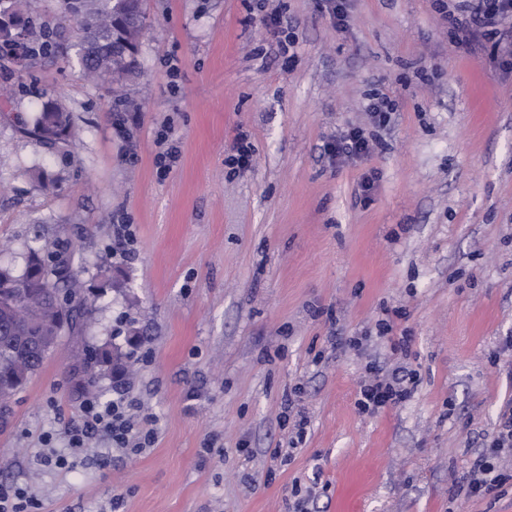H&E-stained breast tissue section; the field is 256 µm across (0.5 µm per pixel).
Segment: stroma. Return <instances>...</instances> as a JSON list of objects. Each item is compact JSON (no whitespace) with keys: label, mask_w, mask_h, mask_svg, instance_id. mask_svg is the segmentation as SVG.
<instances>
[{"label":"stroma","mask_w":512,"mask_h":512,"mask_svg":"<svg viewBox=\"0 0 512 512\" xmlns=\"http://www.w3.org/2000/svg\"><path fill=\"white\" fill-rule=\"evenodd\" d=\"M274 3L286 55L255 0H146L115 90L62 55L0 70V265L23 273L30 246L67 241L100 289L85 343L135 357L97 392L136 401L157 433L139 452L103 435L69 452L83 396L64 335L0 422V483L42 512H512V480L461 489L512 402V70L457 47L438 0H347L342 28L332 0ZM375 93L399 108L374 151L332 161L326 143L368 125ZM50 97L78 129L69 148L30 133ZM162 130L178 150L165 174ZM241 133L253 162L236 172ZM363 335L365 351L333 345ZM401 336L414 393L361 412L366 364L395 369ZM291 393L311 418L293 448ZM47 433L67 468L44 462Z\"/></svg>","instance_id":"35a3bbf8"}]
</instances>
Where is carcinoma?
<instances>
[{"label":"carcinoma","mask_w":512,"mask_h":512,"mask_svg":"<svg viewBox=\"0 0 512 512\" xmlns=\"http://www.w3.org/2000/svg\"><path fill=\"white\" fill-rule=\"evenodd\" d=\"M71 0H61L60 23L53 27L31 8L30 0H0V14L25 19L28 28V62L30 69L39 56L56 48L59 28L74 20ZM86 12L81 15L77 32L68 49L73 51L80 68L101 84H110L117 76L132 71V61L114 60L110 50L93 52L89 46L108 42L112 38L109 20L112 11L119 10V0H86ZM55 131H50V128ZM52 132L45 142L52 148L72 144L76 140L68 111L57 101L42 102L34 125L37 136ZM43 247L31 252L24 273L18 275L0 267V376L16 378V382L0 394L1 400L22 390L29 379L42 367L50 348H42L39 339L55 344L62 332L77 335L89 314L88 300L78 288V274L63 262L53 267L45 264ZM100 361L93 362V351L83 350V383L92 386L102 372L118 365L121 355L105 347L98 349Z\"/></svg>","instance_id":"obj_1"}]
</instances>
